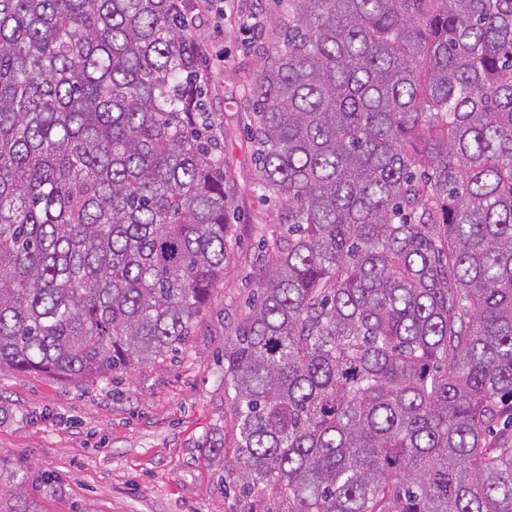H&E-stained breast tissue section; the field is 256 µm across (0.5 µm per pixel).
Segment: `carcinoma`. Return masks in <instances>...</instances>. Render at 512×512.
Instances as JSON below:
<instances>
[{"label":"carcinoma","instance_id":"obj_1","mask_svg":"<svg viewBox=\"0 0 512 512\" xmlns=\"http://www.w3.org/2000/svg\"><path fill=\"white\" fill-rule=\"evenodd\" d=\"M178 0H0V366L188 340L229 190ZM288 243L224 341L277 512H512V0H291L253 87Z\"/></svg>","mask_w":512,"mask_h":512}]
</instances>
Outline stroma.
<instances>
[{"label":"stroma","mask_w":512,"mask_h":512,"mask_svg":"<svg viewBox=\"0 0 512 512\" xmlns=\"http://www.w3.org/2000/svg\"><path fill=\"white\" fill-rule=\"evenodd\" d=\"M203 53L204 104L230 191L224 273L180 353L117 383L0 367V474L23 473L0 512H274L227 480L234 454L224 339L249 311L286 235L288 210L257 184L252 86L288 0H179ZM223 437L224 452L208 443Z\"/></svg>","instance_id":"35a3bbf8"}]
</instances>
